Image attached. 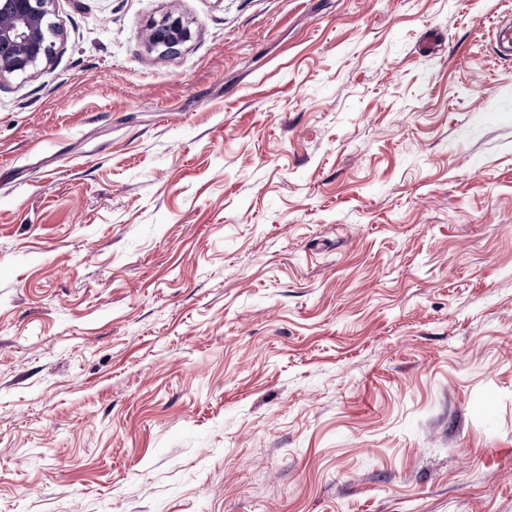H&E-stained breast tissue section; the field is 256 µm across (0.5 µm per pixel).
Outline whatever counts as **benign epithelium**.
<instances>
[{
	"label": "benign epithelium",
	"mask_w": 512,
	"mask_h": 512,
	"mask_svg": "<svg viewBox=\"0 0 512 512\" xmlns=\"http://www.w3.org/2000/svg\"><path fill=\"white\" fill-rule=\"evenodd\" d=\"M53 0H0V78L36 71L55 52V26L48 22ZM192 37L180 15L168 13L147 25L144 42L151 50L173 54Z\"/></svg>",
	"instance_id": "obj_1"
}]
</instances>
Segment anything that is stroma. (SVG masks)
I'll return each instance as SVG.
<instances>
[{
  "mask_svg": "<svg viewBox=\"0 0 512 512\" xmlns=\"http://www.w3.org/2000/svg\"><path fill=\"white\" fill-rule=\"evenodd\" d=\"M50 10L0 81V512H512V0ZM192 37L190 28L176 13H168L158 21H152L144 31V42L150 50L173 54Z\"/></svg>",
  "mask_w": 512,
  "mask_h": 512,
  "instance_id": "1",
  "label": "stroma"
}]
</instances>
